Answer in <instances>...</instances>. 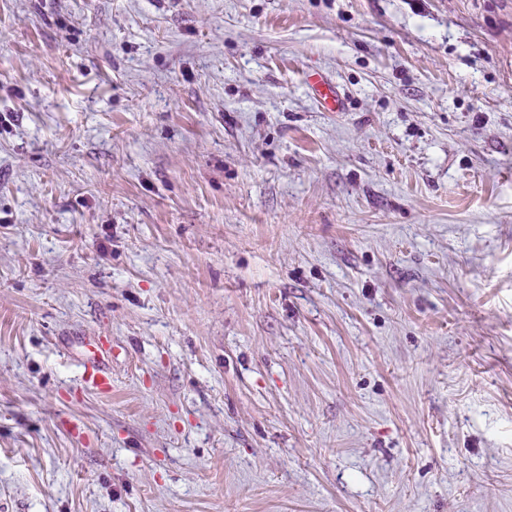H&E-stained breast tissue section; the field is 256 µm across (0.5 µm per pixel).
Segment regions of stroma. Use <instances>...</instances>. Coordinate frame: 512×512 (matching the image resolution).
<instances>
[{
  "label": "stroma",
  "instance_id": "stroma-1",
  "mask_svg": "<svg viewBox=\"0 0 512 512\" xmlns=\"http://www.w3.org/2000/svg\"><path fill=\"white\" fill-rule=\"evenodd\" d=\"M0 503L512 512V0H0ZM308 86L313 97L329 112L343 110V97L327 76L318 71L311 72L308 76ZM109 355L108 348L96 346L94 355L82 365L79 384L83 389L94 390L100 394L112 392V374L105 361V357Z\"/></svg>",
  "mask_w": 512,
  "mask_h": 512
}]
</instances>
